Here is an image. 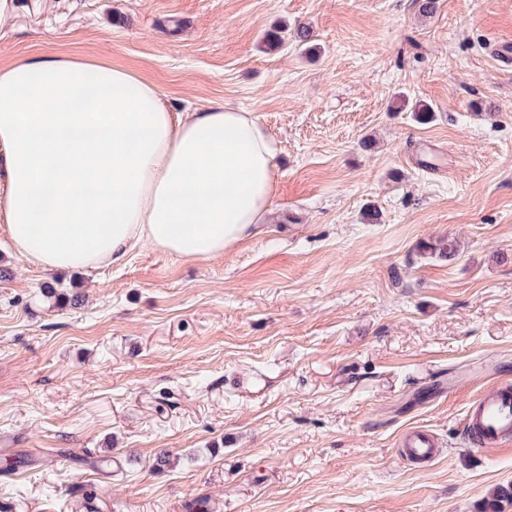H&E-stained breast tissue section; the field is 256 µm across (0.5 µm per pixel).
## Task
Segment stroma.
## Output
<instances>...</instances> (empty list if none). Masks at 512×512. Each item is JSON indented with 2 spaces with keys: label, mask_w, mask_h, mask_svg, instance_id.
<instances>
[{
  "label": "stroma",
  "mask_w": 512,
  "mask_h": 512,
  "mask_svg": "<svg viewBox=\"0 0 512 512\" xmlns=\"http://www.w3.org/2000/svg\"><path fill=\"white\" fill-rule=\"evenodd\" d=\"M282 25L310 44L268 51ZM507 43L512 0H15L0 66L79 55L252 113L277 183L206 260L51 272L0 223V512H481L512 486V447L463 430L512 382ZM406 455L420 460H432L437 455L433 440L422 430L411 429L404 433L401 444Z\"/></svg>",
  "instance_id": "1"
}]
</instances>
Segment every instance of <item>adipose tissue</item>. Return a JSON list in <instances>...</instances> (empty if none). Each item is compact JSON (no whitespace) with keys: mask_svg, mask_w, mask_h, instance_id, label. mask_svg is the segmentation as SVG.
<instances>
[{"mask_svg":"<svg viewBox=\"0 0 512 512\" xmlns=\"http://www.w3.org/2000/svg\"><path fill=\"white\" fill-rule=\"evenodd\" d=\"M276 150L251 113L170 111L122 67L48 55L0 69V223L44 269L117 263L141 242L229 253L269 219Z\"/></svg>","mask_w":512,"mask_h":512,"instance_id":"1","label":"adipose tissue"}]
</instances>
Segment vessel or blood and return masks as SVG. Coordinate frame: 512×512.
I'll list each match as a JSON object with an SVG mask.
<instances>
[{
    "instance_id": "1",
    "label": "vessel or blood",
    "mask_w": 512,
    "mask_h": 512,
    "mask_svg": "<svg viewBox=\"0 0 512 512\" xmlns=\"http://www.w3.org/2000/svg\"><path fill=\"white\" fill-rule=\"evenodd\" d=\"M467 432L477 446L512 441V385L502 383L478 396L468 414ZM402 448L415 459L429 461L437 455L433 440L416 428L404 433Z\"/></svg>"
}]
</instances>
